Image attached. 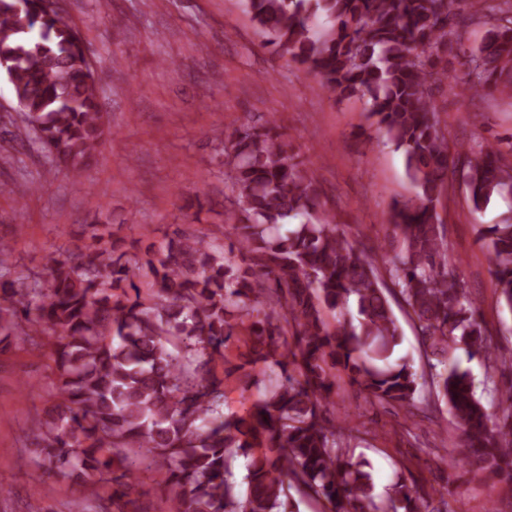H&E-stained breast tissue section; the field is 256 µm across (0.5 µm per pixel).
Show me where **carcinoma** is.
<instances>
[{"label":"carcinoma","mask_w":512,"mask_h":512,"mask_svg":"<svg viewBox=\"0 0 512 512\" xmlns=\"http://www.w3.org/2000/svg\"><path fill=\"white\" fill-rule=\"evenodd\" d=\"M264 47L314 75L321 88L365 102L387 144L404 155L410 197L389 223L401 247L347 241L319 182L295 161L276 119L248 121L224 142V223L233 234L177 230L159 249L126 248L111 231L11 279L0 239V345L51 339L59 402L35 422L47 472L74 477L92 512L128 510L140 475L156 473L172 512H282L288 492L327 512H427L417 486L375 492L371 463L343 443L356 426L326 416L337 374L371 405L448 406L463 438L454 460L494 473L512 464L511 411L491 427L458 349L495 368L501 355L480 307L448 261L438 206L448 170L462 172L474 212L512 197V135L450 149L433 85L459 40L454 0H243ZM492 22L463 52L466 90L512 98V0H481ZM0 71L32 142L81 183L109 133L81 30L44 0H0ZM497 304L512 314V223L485 224ZM139 275V282L132 280ZM413 320L429 363L418 373L392 301ZM238 343L246 350L229 359ZM221 359L224 377L214 372ZM274 373L245 416L224 412V381ZM246 460L238 477L233 462Z\"/></svg>","instance_id":"obj_1"}]
</instances>
